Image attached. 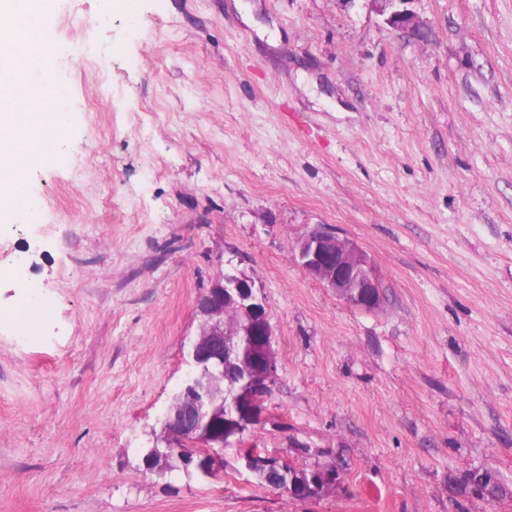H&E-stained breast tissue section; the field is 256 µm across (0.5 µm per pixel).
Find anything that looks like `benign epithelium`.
<instances>
[{"label":"benign epithelium","mask_w":512,"mask_h":512,"mask_svg":"<svg viewBox=\"0 0 512 512\" xmlns=\"http://www.w3.org/2000/svg\"><path fill=\"white\" fill-rule=\"evenodd\" d=\"M387 22L402 30L420 29L416 17L407 9L392 11ZM295 258L308 275L321 281L345 304L365 312L384 305L383 288L365 255L353 243L325 228L317 226L299 239ZM230 306L236 310V318L231 321L224 316ZM196 310L204 331L188 352L191 371L181 389L178 408L167 411L163 418L161 439H178L206 449L203 455L185 454L180 462L212 477L224 445L240 443L249 428L261 421L262 407L257 398L269 397L277 376L274 328L253 281L239 271L224 273L205 289L197 298ZM232 340L244 343L240 355L233 356L240 365L241 376L232 397V410L224 415V429L219 431L206 409L207 382L224 377L225 345ZM241 459L250 471L262 467L279 477L287 473L289 466L257 448L243 451ZM338 480V473L321 469L311 470L308 477L313 487L320 482L326 487L334 486Z\"/></svg>","instance_id":"1"}]
</instances>
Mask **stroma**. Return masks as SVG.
<instances>
[{
    "instance_id": "35a3bbf8",
    "label": "stroma",
    "mask_w": 512,
    "mask_h": 512,
    "mask_svg": "<svg viewBox=\"0 0 512 512\" xmlns=\"http://www.w3.org/2000/svg\"><path fill=\"white\" fill-rule=\"evenodd\" d=\"M407 8L422 35L374 0L46 16L74 129L29 175L44 212L0 223L26 261H0V512H512L448 490L469 468L512 485V0ZM317 225L367 256L382 309L298 266ZM228 270L278 362L244 440L339 472L318 498L261 485L235 446L209 480L144 470Z\"/></svg>"
}]
</instances>
